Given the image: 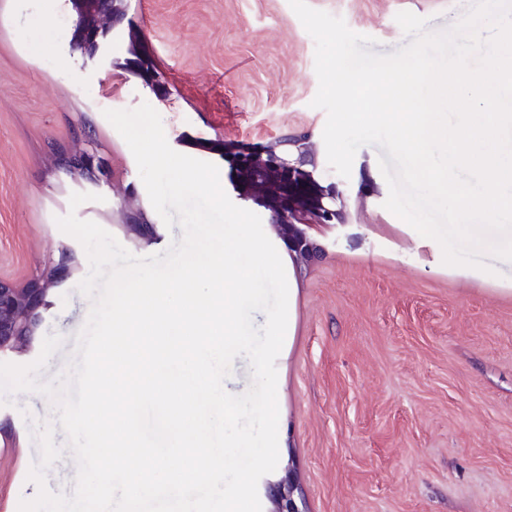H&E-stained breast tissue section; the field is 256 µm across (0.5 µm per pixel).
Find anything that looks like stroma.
<instances>
[{"label":"stroma","mask_w":512,"mask_h":512,"mask_svg":"<svg viewBox=\"0 0 512 512\" xmlns=\"http://www.w3.org/2000/svg\"><path fill=\"white\" fill-rule=\"evenodd\" d=\"M373 38L372 52L409 44L395 20L409 11L431 31L457 22L472 0H308ZM83 0H0V275L23 282L36 259L75 238L59 217L76 212L138 256L181 238L154 210L127 143L107 109L149 103L175 151L194 141L230 199L252 158L307 136L312 152L282 179L294 214L260 210L263 223H306L315 248L302 263L296 333L277 387L289 443L258 483L261 503L296 480L306 512H512V295L426 264L383 203L379 147H361L350 178L328 165L315 42L289 0H114L110 28L84 34ZM100 145L99 189L76 178L74 136ZM99 201L71 208L72 193ZM342 210L346 231L314 226L319 209ZM53 299L43 335L62 344L39 375L64 372L90 300L77 290L80 257ZM38 393L0 396V512L38 493L27 478L40 459L32 435L53 423ZM46 470L48 487L72 494L78 466L67 437Z\"/></svg>","instance_id":"obj_1"}]
</instances>
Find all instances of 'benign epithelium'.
Here are the masks:
<instances>
[{"mask_svg": "<svg viewBox=\"0 0 512 512\" xmlns=\"http://www.w3.org/2000/svg\"><path fill=\"white\" fill-rule=\"evenodd\" d=\"M112 0H88L80 12L79 24L89 32L104 29L112 24V14L107 8ZM98 145L88 134L75 143L71 159L72 168L77 175L91 182L98 181L96 169L99 168ZM257 169L276 166L283 174L293 170L290 160L270 152L267 157L258 156L253 161ZM270 228L280 236L293 229L297 238L300 258L310 251L304 230L295 225L272 224ZM75 261L74 251L62 248V259L57 264H46L40 271L25 282L17 283L0 277V357H22L27 355L38 339L44 314L51 307V298L60 286L63 273L70 270V263ZM269 512H302L288 491L273 499V508Z\"/></svg>", "mask_w": 512, "mask_h": 512, "instance_id": "7a95c632", "label": "benign epithelium"}]
</instances>
